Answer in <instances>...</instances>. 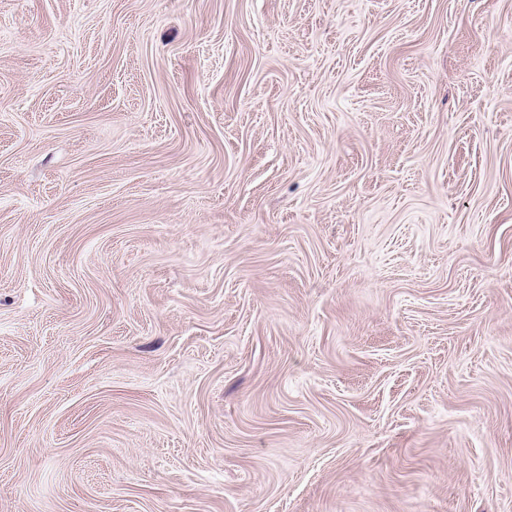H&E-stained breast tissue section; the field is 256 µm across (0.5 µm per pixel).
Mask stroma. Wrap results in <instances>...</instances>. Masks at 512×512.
Here are the masks:
<instances>
[{"instance_id":"stroma-1","label":"stroma","mask_w":512,"mask_h":512,"mask_svg":"<svg viewBox=\"0 0 512 512\" xmlns=\"http://www.w3.org/2000/svg\"><path fill=\"white\" fill-rule=\"evenodd\" d=\"M0 512H512V0H0Z\"/></svg>"}]
</instances>
